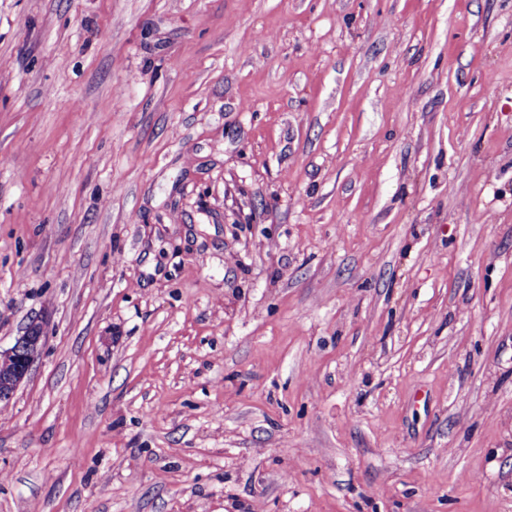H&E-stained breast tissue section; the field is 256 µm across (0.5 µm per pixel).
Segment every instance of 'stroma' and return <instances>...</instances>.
Returning <instances> with one entry per match:
<instances>
[{
    "instance_id": "obj_1",
    "label": "stroma",
    "mask_w": 512,
    "mask_h": 512,
    "mask_svg": "<svg viewBox=\"0 0 512 512\" xmlns=\"http://www.w3.org/2000/svg\"><path fill=\"white\" fill-rule=\"evenodd\" d=\"M0 512H512V0H0ZM43 328L33 323L15 344L7 349H0V400L8 399L31 370L43 340ZM1 367L5 371L1 375Z\"/></svg>"
}]
</instances>
